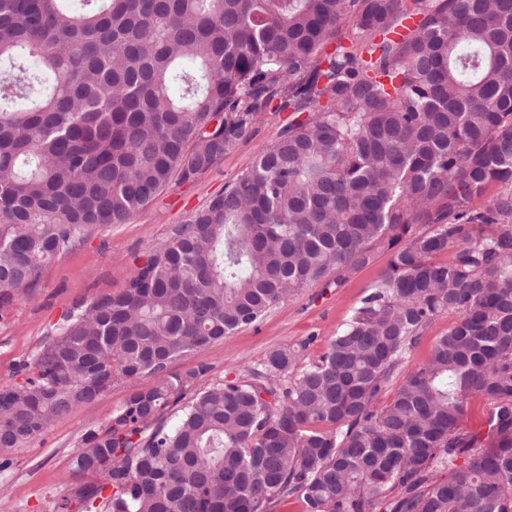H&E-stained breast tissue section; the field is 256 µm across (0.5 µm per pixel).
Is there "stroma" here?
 <instances>
[{
  "label": "stroma",
  "mask_w": 512,
  "mask_h": 512,
  "mask_svg": "<svg viewBox=\"0 0 512 512\" xmlns=\"http://www.w3.org/2000/svg\"><path fill=\"white\" fill-rule=\"evenodd\" d=\"M292 117L286 110L261 114L202 178L170 184L126 223L97 227L48 263L31 297L0 309V386L17 382L18 365L76 305L125 288L149 248L165 240L193 210L223 193ZM388 260L386 252L375 251L373 260L343 282L330 277L300 290L255 324L176 360L173 372L206 367L202 381L208 384L243 372L274 347L303 341L308 344L307 358L319 356L382 275ZM151 384V378L142 377L113 385L92 407L58 419L46 433L11 453L9 465L0 468V503L9 512H53L62 498L72 500L77 483L70 475L71 459L83 436L122 407L131 393ZM71 512H81L73 500Z\"/></svg>",
  "instance_id": "obj_1"
}]
</instances>
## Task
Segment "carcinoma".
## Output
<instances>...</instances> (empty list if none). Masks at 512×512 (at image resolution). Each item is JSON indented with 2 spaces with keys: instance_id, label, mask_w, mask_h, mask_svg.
Returning <instances> with one entry per match:
<instances>
[{
  "instance_id": "carcinoma-1",
  "label": "carcinoma",
  "mask_w": 512,
  "mask_h": 512,
  "mask_svg": "<svg viewBox=\"0 0 512 512\" xmlns=\"http://www.w3.org/2000/svg\"><path fill=\"white\" fill-rule=\"evenodd\" d=\"M0 64V309L260 113H306L0 386V455L146 376L74 453L83 512H512V0H0ZM378 247L317 359L170 371ZM455 321L454 315L448 313L439 315L423 333V337L415 347L412 355V365L425 362L430 356L433 344L442 336ZM490 410L485 399L479 396H472L469 399L466 415L461 420V426L470 431L483 429V423Z\"/></svg>"
}]
</instances>
